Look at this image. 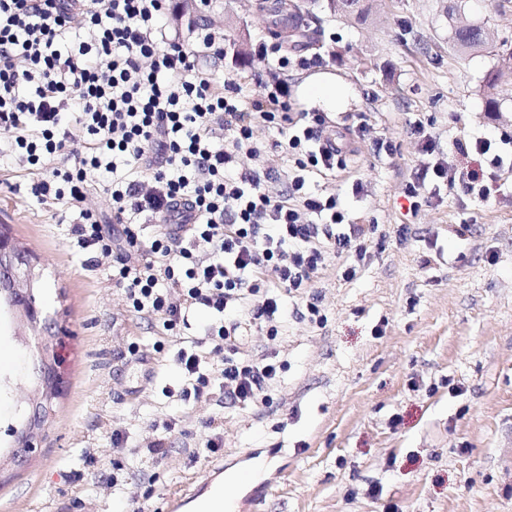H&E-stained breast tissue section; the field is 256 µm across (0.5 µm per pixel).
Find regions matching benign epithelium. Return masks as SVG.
Returning a JSON list of instances; mask_svg holds the SVG:
<instances>
[{
	"label": "benign epithelium",
	"mask_w": 512,
	"mask_h": 512,
	"mask_svg": "<svg viewBox=\"0 0 512 512\" xmlns=\"http://www.w3.org/2000/svg\"><path fill=\"white\" fill-rule=\"evenodd\" d=\"M36 274L31 256L17 247L10 237L0 233V312L19 321L36 338L35 372L44 373L49 366L57 369L61 364L58 345L54 343L57 331L45 308L33 300ZM54 399L52 388L46 382L27 393L25 401L29 415L10 432L13 439L8 461L20 465L39 447L42 430Z\"/></svg>",
	"instance_id": "benign-epithelium-1"
}]
</instances>
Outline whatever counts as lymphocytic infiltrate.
<instances>
[{
    "mask_svg": "<svg viewBox=\"0 0 512 512\" xmlns=\"http://www.w3.org/2000/svg\"><path fill=\"white\" fill-rule=\"evenodd\" d=\"M165 9L166 0H0V131L33 174L32 194L77 209L81 246L112 257L130 311L160 315L176 336L190 311L212 312L204 336L224 353L213 381L230 402L254 403L277 367L239 358L246 325L275 326L282 291L309 287L331 257L363 260L376 227L351 223L335 196L307 186V174L345 166L344 148L322 113L291 112L279 73L320 58L258 42L256 55L278 72L248 100L238 84L216 86L194 52L167 40ZM257 123L276 128L283 153L295 157L284 195L268 188L275 170L239 166L240 154L259 151ZM415 132L419 162L405 196H440L454 180L448 162L423 125ZM222 134L229 142L220 147ZM78 141L83 150H74ZM454 148L482 161L456 179L465 193L493 197L499 171L512 168V138H463ZM101 168L112 175L110 231L83 206L87 172ZM142 215L160 224L147 246ZM173 361L193 391L213 382L195 347H179Z\"/></svg>",
    "mask_w": 512,
    "mask_h": 512,
    "instance_id": "lymphocytic-infiltrate-1",
    "label": "lymphocytic infiltrate"
}]
</instances>
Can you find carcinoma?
<instances>
[{
  "label": "carcinoma",
  "instance_id": "carcinoma-1",
  "mask_svg": "<svg viewBox=\"0 0 512 512\" xmlns=\"http://www.w3.org/2000/svg\"><path fill=\"white\" fill-rule=\"evenodd\" d=\"M350 0H342L336 4L334 16L341 20H353L364 24L373 19V5L363 4L357 9L351 8ZM259 9L267 10L275 16L272 21L271 34L284 46L288 45L283 37L285 29H291L302 37L297 45L307 48L318 46L320 32L310 30L309 11L306 10L305 0H275L272 5L259 4ZM453 50L459 57L472 55L476 52H483L493 57L494 65L487 71L483 80V91L486 98V111L496 112L499 109V97L507 81L499 69V59L502 55H508L512 61V40L505 37L495 44H490L487 35L483 34L482 28H456L451 27L449 37Z\"/></svg>",
  "mask_w": 512,
  "mask_h": 512
}]
</instances>
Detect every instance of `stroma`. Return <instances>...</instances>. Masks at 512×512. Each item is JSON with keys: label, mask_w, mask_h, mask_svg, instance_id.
Here are the masks:
<instances>
[{"label": "stroma", "mask_w": 512, "mask_h": 512, "mask_svg": "<svg viewBox=\"0 0 512 512\" xmlns=\"http://www.w3.org/2000/svg\"><path fill=\"white\" fill-rule=\"evenodd\" d=\"M258 0H208L201 14L222 49L194 45L193 26L170 9L168 39L194 47L216 85L255 95L269 65L253 55L270 17ZM323 63L290 66L283 78L294 112H323L332 129L365 125L351 138L346 169L312 175L350 221L376 225L356 276L331 259L312 284L321 321L301 316L285 295L278 335L248 329L239 356L278 368L266 400L243 406L218 386L182 398L181 378L157 344L172 345L157 316L129 311L112 281V261L82 248L74 211L41 202L10 149L0 150V225L31 253L47 309L64 330L63 392L37 452L0 480V512H170L185 490L207 491L211 470L266 465L245 486L235 512H512V170L495 199L459 188L410 209L405 188L418 162L411 129L423 123L451 167L454 140L512 136V89L488 116L483 79L493 60L458 58L448 47L443 0H377L365 24L337 20L311 0ZM344 90L334 107L308 85ZM392 142L376 156L374 138ZM260 157L246 167L280 174L294 163L273 150L275 128H254ZM361 183L362 192L352 190ZM138 343L139 358L127 352ZM0 448L25 407L35 338L0 320ZM223 446L208 452V436ZM163 441L167 453L148 448Z\"/></svg>", "instance_id": "1"}]
</instances>
